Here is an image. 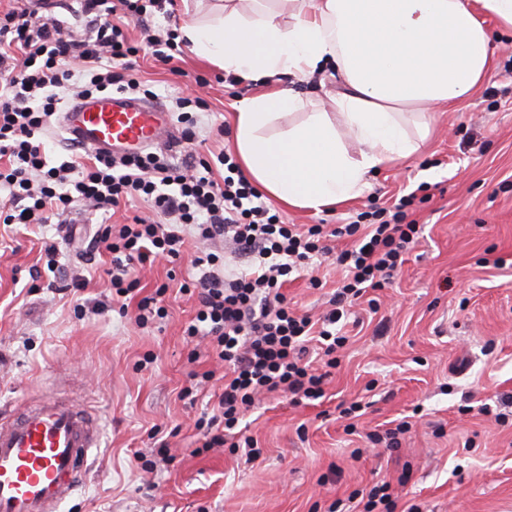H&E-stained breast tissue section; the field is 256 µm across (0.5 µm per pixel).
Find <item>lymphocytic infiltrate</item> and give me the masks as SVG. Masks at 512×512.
<instances>
[{"mask_svg": "<svg viewBox=\"0 0 512 512\" xmlns=\"http://www.w3.org/2000/svg\"><path fill=\"white\" fill-rule=\"evenodd\" d=\"M166 3L79 0L74 24L37 18V9H53L55 0L0 16V192L6 195L0 222L46 224L78 205L99 214L106 223L95 241L112 255L106 274L120 297L133 292L137 266L158 257L175 262L191 241L221 238L247 259L246 270L233 279L225 278L216 253L193 260L201 275L192 283L197 310L185 334L201 339L206 356L224 365L218 413L196 427L203 448H220L259 396L280 392L295 402L323 396L325 376L305 360L311 338L322 341L325 367H335L338 350L348 342L338 328L346 304L385 287L420 227L407 218L410 194L378 208L371 224L302 229L283 223L240 175L230 153L211 158L193 150L191 111L201 106L198 98L177 101L181 140L191 146L181 163L154 151L122 158L88 151L49 165L40 134L56 112L93 94L139 92V54L164 65L173 61L175 31L148 25ZM132 24L141 28L136 42L127 33ZM135 200L148 203L149 216L111 223L118 209ZM330 235L353 238L354 244L332 253L325 243ZM328 255L345 276L331 310L316 322L289 307L282 287L294 270Z\"/></svg>", "mask_w": 512, "mask_h": 512, "instance_id": "f902f5d3", "label": "lymphocytic infiltrate"}]
</instances>
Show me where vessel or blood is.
Instances as JSON below:
<instances>
[{"label":"vessel or blood","instance_id":"b4317fda","mask_svg":"<svg viewBox=\"0 0 512 512\" xmlns=\"http://www.w3.org/2000/svg\"><path fill=\"white\" fill-rule=\"evenodd\" d=\"M61 127L85 149L116 153L174 136L161 106L126 96L82 99L64 113ZM5 412L0 406V512H58L101 445L95 418L58 398L10 418Z\"/></svg>","mask_w":512,"mask_h":512}]
</instances>
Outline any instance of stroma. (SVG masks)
Instances as JSON below:
<instances>
[{"label":"stroma","instance_id":"35a3bbf8","mask_svg":"<svg viewBox=\"0 0 512 512\" xmlns=\"http://www.w3.org/2000/svg\"><path fill=\"white\" fill-rule=\"evenodd\" d=\"M494 66L456 111L437 112L432 134L404 166L372 172L363 193L319 212L276 205L289 224H347L389 198L414 194L409 219L422 234L379 310H351L358 323L338 351L322 399L293 405L262 396L242 420L261 455L243 450L198 451L194 424L211 411L222 384L190 396L191 372L216 369L190 362L183 334L196 310L191 280L195 246L181 261L139 269L143 295L167 285L168 316L134 324L133 311L111 300V255L89 251L100 218L70 214L74 240H59L61 276L43 275L41 238L57 223L28 229L0 223V403L18 405L58 386L74 406L90 410L103 433L83 484L60 512H367L368 493L391 484V512H512V36H497ZM180 75L151 59L140 76L164 111L175 97H201L198 139L212 153L234 148L239 100L264 94L267 84L228 83L223 72L183 51ZM205 78L198 87L196 78ZM322 287L308 272L283 291L298 314L319 317L340 273L322 264ZM86 288L73 294L74 280ZM107 302L84 307L77 299ZM364 403L356 433L345 431L340 402ZM409 418L396 448L370 443L367 432ZM162 432L159 460L154 432ZM155 460L137 467L136 455Z\"/></svg>","mask_w":512,"mask_h":512}]
</instances>
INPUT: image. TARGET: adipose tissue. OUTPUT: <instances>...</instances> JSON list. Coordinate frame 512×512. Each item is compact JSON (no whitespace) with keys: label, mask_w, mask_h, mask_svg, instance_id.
I'll return each mask as SVG.
<instances>
[{"label":"adipose tissue","mask_w":512,"mask_h":512,"mask_svg":"<svg viewBox=\"0 0 512 512\" xmlns=\"http://www.w3.org/2000/svg\"><path fill=\"white\" fill-rule=\"evenodd\" d=\"M486 15L512 35V0H224L212 21L186 20L179 38L245 80L337 76L343 126L287 88L241 100L234 119L247 178L283 204L319 212L359 196L380 166L419 152L429 129L409 132V116L454 110L483 82L493 66ZM297 112L301 121L268 136Z\"/></svg>","instance_id":"ef3b65f1"}]
</instances>
